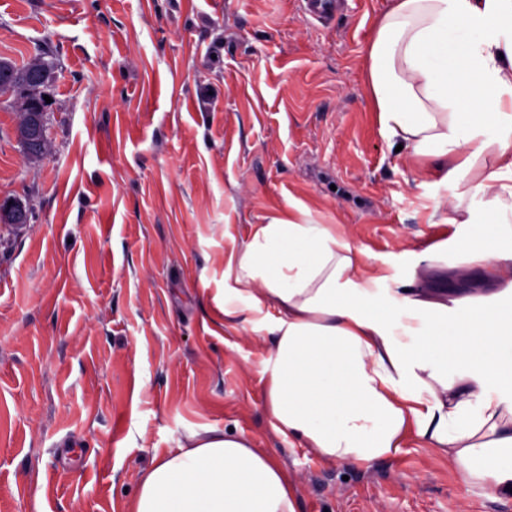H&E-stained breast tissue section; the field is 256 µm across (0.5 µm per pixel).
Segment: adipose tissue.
Returning a JSON list of instances; mask_svg holds the SVG:
<instances>
[{
    "label": "adipose tissue",
    "mask_w": 512,
    "mask_h": 512,
    "mask_svg": "<svg viewBox=\"0 0 512 512\" xmlns=\"http://www.w3.org/2000/svg\"><path fill=\"white\" fill-rule=\"evenodd\" d=\"M390 147L436 166L452 227L424 274L292 200L224 259V325L266 331L276 434L333 463L435 450L512 494V0H392L364 59ZM297 485L245 433L154 455L128 512H296Z\"/></svg>",
    "instance_id": "1"
}]
</instances>
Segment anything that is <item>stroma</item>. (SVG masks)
Here are the masks:
<instances>
[{
	"instance_id": "obj_1",
	"label": "stroma",
	"mask_w": 512,
	"mask_h": 512,
	"mask_svg": "<svg viewBox=\"0 0 512 512\" xmlns=\"http://www.w3.org/2000/svg\"><path fill=\"white\" fill-rule=\"evenodd\" d=\"M347 2L321 23L300 0H0V59L45 62L50 98L31 157L0 97V197L31 213L0 232V512H126L154 455L210 428L275 453L297 512H512L430 448L330 463L277 435L266 337L206 295L292 198L398 265L451 233L366 89L389 0Z\"/></svg>"
}]
</instances>
